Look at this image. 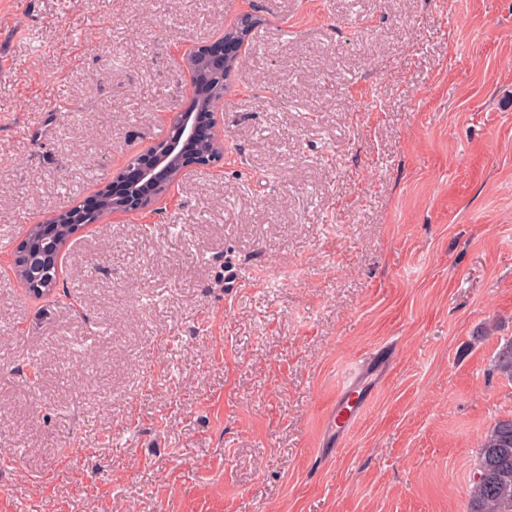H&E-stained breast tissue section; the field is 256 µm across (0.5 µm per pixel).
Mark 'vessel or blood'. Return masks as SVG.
Here are the masks:
<instances>
[{
  "label": "vessel or blood",
  "instance_id": "b4317fda",
  "mask_svg": "<svg viewBox=\"0 0 512 512\" xmlns=\"http://www.w3.org/2000/svg\"><path fill=\"white\" fill-rule=\"evenodd\" d=\"M391 357L390 351L382 350L375 360L356 363L347 369L331 413L333 430L341 434L356 424L369 405L378 378Z\"/></svg>",
  "mask_w": 512,
  "mask_h": 512
}]
</instances>
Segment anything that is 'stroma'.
Instances as JSON below:
<instances>
[{"instance_id":"obj_1","label":"stroma","mask_w":512,"mask_h":512,"mask_svg":"<svg viewBox=\"0 0 512 512\" xmlns=\"http://www.w3.org/2000/svg\"><path fill=\"white\" fill-rule=\"evenodd\" d=\"M249 10L222 161L27 293V226L152 145ZM509 337L512 0H0V512H466ZM492 371L512 380V338L499 342L493 359ZM391 357L390 350H381L376 353V361H362L347 369L330 416L336 435L348 432L366 410L378 378Z\"/></svg>"}]
</instances>
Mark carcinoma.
<instances>
[{
  "instance_id": "1",
  "label": "carcinoma",
  "mask_w": 512,
  "mask_h": 512,
  "mask_svg": "<svg viewBox=\"0 0 512 512\" xmlns=\"http://www.w3.org/2000/svg\"><path fill=\"white\" fill-rule=\"evenodd\" d=\"M492 371L512 380V338L499 342ZM468 512H512V416L481 435L474 460Z\"/></svg>"
}]
</instances>
